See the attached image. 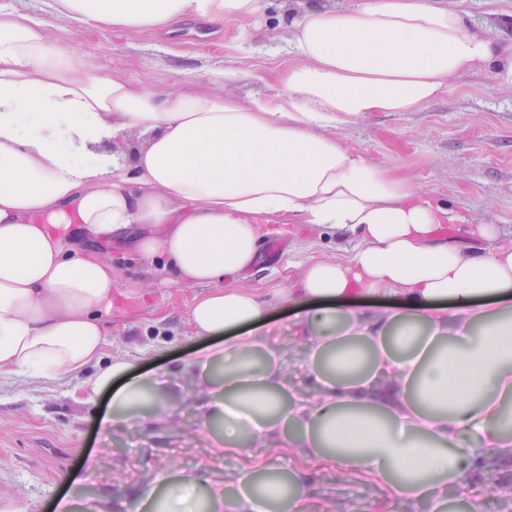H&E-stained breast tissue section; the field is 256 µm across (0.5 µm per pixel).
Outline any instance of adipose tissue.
Segmentation results:
<instances>
[{"instance_id": "obj_1", "label": "adipose tissue", "mask_w": 512, "mask_h": 512, "mask_svg": "<svg viewBox=\"0 0 512 512\" xmlns=\"http://www.w3.org/2000/svg\"><path fill=\"white\" fill-rule=\"evenodd\" d=\"M79 24L159 28L246 17L259 0H53ZM298 61L284 99L241 103L209 89L148 91L55 44L30 16L0 7V376L34 381L87 372L85 401L112 392L100 424L147 410L177 428L187 393L108 355L118 291L115 240L200 288L196 347L167 375L205 393L196 422L222 420L215 454L279 448L363 474L401 512L470 471L512 457V242L444 237L448 205L367 161L328 129L366 112H412L451 78L482 68L512 81V51L439 0L306 7L288 25ZM311 225L358 245L310 259L288 288L244 287L274 226ZM295 315L311 389L286 388L269 311ZM302 470L279 480L249 459L233 487L170 468L145 476L130 512H292Z\"/></svg>"}]
</instances>
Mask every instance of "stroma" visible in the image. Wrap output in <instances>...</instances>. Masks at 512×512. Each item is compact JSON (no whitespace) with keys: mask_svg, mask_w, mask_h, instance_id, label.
<instances>
[{"mask_svg":"<svg viewBox=\"0 0 512 512\" xmlns=\"http://www.w3.org/2000/svg\"><path fill=\"white\" fill-rule=\"evenodd\" d=\"M304 0H261L254 15L212 23L186 18L139 31L76 28L59 18L51 0H0L37 19L59 44L85 55L105 72L154 90L191 82L225 87L242 102L285 95L280 72L297 60L288 21ZM473 25L512 46V0H445ZM332 135L365 159L411 178L424 193L449 204L452 237L468 238L475 220L496 225L512 239V85L472 71L450 79L434 100L413 112H367L337 122ZM120 283L158 280L145 297L118 299L107 323L111 355L133 358L136 371L167 370L196 340L188 324L194 289L162 284L155 265L112 243ZM268 269L248 287L270 292L287 287L311 257L336 256L335 236L307 230L274 236L263 245ZM80 379L67 376L33 383L21 376L0 380V512H56L58 499L89 487L107 496L112 512L127 502L143 476L178 464L199 482L233 480L242 456L209 459L210 431L182 412L185 435L157 434L147 421L132 422L104 437L99 419L110 391L81 402ZM311 495L299 512H390L381 488L364 475L310 467Z\"/></svg>","mask_w":512,"mask_h":512,"instance_id":"1","label":"stroma"}]
</instances>
